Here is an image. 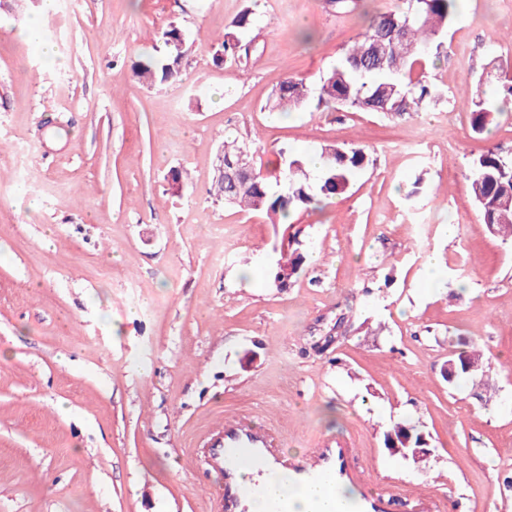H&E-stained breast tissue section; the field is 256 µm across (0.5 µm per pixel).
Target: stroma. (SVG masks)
<instances>
[{
	"instance_id": "35a3bbf8",
	"label": "stroma",
	"mask_w": 512,
	"mask_h": 512,
	"mask_svg": "<svg viewBox=\"0 0 512 512\" xmlns=\"http://www.w3.org/2000/svg\"><path fill=\"white\" fill-rule=\"evenodd\" d=\"M404 6L0 10V512H206L223 482L200 450L228 417L272 427L278 454L350 441L370 486L395 493L390 512L421 494L446 512H512V246L480 224L465 179L488 149L512 157V118L479 135L468 105L488 73H512V0H464L427 110L264 108L285 79L318 89L378 13ZM246 11L251 63H215L216 36ZM172 25L180 74L147 86L132 68L164 55ZM228 132L258 139L265 170L330 145L371 162L281 229L212 195ZM285 231L307 261L271 288ZM473 347V383L448 385V357ZM401 417L433 451L422 468L384 446Z\"/></svg>"
}]
</instances>
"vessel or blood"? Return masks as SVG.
<instances>
[{"mask_svg":"<svg viewBox=\"0 0 512 512\" xmlns=\"http://www.w3.org/2000/svg\"><path fill=\"white\" fill-rule=\"evenodd\" d=\"M271 446L267 429L255 428L239 418L225 421L222 428L214 432L210 439V465L224 474V512H237L249 494L248 488L236 482V470L245 465L262 469L267 456L272 453ZM355 458V448L346 445L331 448L320 443L312 448L309 460H284L280 468L285 473H304L314 480L340 475L355 483L359 480L352 468Z\"/></svg>","mask_w":512,"mask_h":512,"instance_id":"1","label":"vessel or blood"}]
</instances>
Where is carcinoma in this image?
<instances>
[{"label":"carcinoma","mask_w":512,"mask_h":512,"mask_svg":"<svg viewBox=\"0 0 512 512\" xmlns=\"http://www.w3.org/2000/svg\"><path fill=\"white\" fill-rule=\"evenodd\" d=\"M408 8L416 10L401 40H392L385 31V14L377 16L359 34L357 40L346 49L336 66L327 70L322 78L317 105H332L363 112H379L387 116H401L418 112L441 98L440 89L433 84L426 71V58L430 50L440 51L438 38L448 27L461 7V0H407ZM168 48L160 60L152 58L137 65L134 75L153 85L167 82L179 75L184 38L181 30L171 27L163 32ZM374 54L385 59L382 67L366 60L368 47ZM242 45L234 33H226L217 44L214 60L222 63L228 58L241 56ZM310 90L299 79L281 82L274 90L266 107L271 111L290 112L309 105ZM471 129L477 134L495 125L509 114L512 104V78L498 79L495 99H485L476 91L470 100ZM256 153L252 144L238 139H224L221 153L224 163L236 162L243 149ZM322 177L312 186L307 181L304 162L289 161L285 169L256 170L258 177L247 182L240 178H216L214 195L224 204L243 211L266 214L273 224L280 223L296 210H321L325 200L346 193L356 176L369 163L361 148L345 149L329 146L321 153ZM466 179L481 214V223L492 225L493 233L506 235L504 242H512V160L489 149L473 158L467 167ZM305 262L304 256L293 247L288 234H282L279 258L269 270L267 286L286 287L299 275ZM451 360L456 364L452 383L465 381L469 374L462 365L482 364V355L462 351ZM385 448L390 455L414 465L417 453L427 447L425 437L407 419L394 421L384 434Z\"/></svg>","instance_id":"carcinoma-1"}]
</instances>
